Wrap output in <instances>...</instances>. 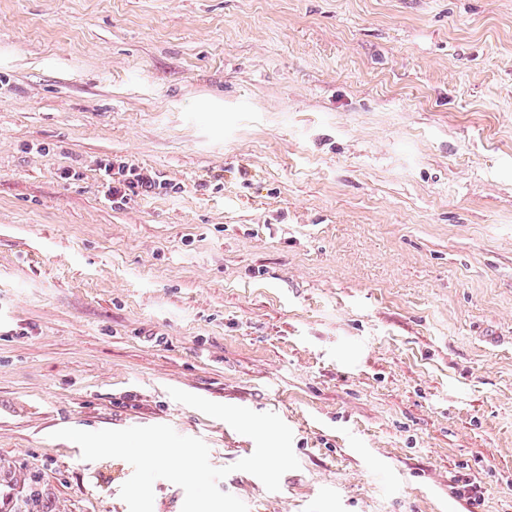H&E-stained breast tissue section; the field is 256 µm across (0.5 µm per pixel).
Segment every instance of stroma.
<instances>
[{"label": "stroma", "instance_id": "1", "mask_svg": "<svg viewBox=\"0 0 512 512\" xmlns=\"http://www.w3.org/2000/svg\"><path fill=\"white\" fill-rule=\"evenodd\" d=\"M157 424L248 512H512V0H0V512H129L54 433ZM104 197L112 207H124L133 196L160 195L163 190L174 193L180 190L179 184L163 183L148 168L126 161L104 162L100 165ZM172 185V186H171Z\"/></svg>", "mask_w": 512, "mask_h": 512}]
</instances>
